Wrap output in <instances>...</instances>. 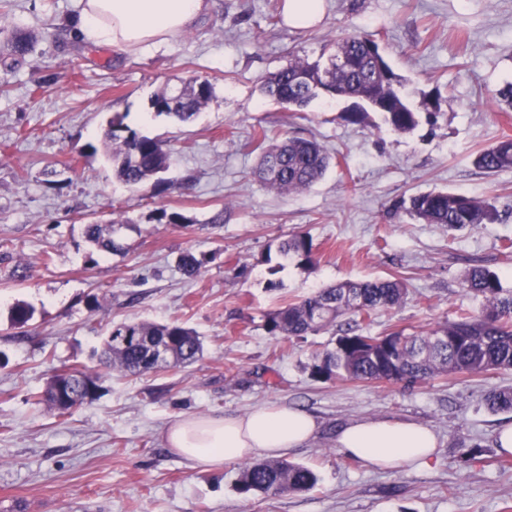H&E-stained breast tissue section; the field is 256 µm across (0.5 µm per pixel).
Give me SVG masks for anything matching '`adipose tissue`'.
I'll return each instance as SVG.
<instances>
[{
    "label": "adipose tissue",
    "instance_id": "obj_1",
    "mask_svg": "<svg viewBox=\"0 0 512 512\" xmlns=\"http://www.w3.org/2000/svg\"><path fill=\"white\" fill-rule=\"evenodd\" d=\"M78 28L86 41L128 48L163 41L193 25L209 0H77ZM315 418L300 409L264 406L247 416H183L169 425L166 448L194 467L219 469L244 457L286 455L315 435ZM347 455L373 467L400 468L427 461L436 432L406 420L351 421L335 434Z\"/></svg>",
    "mask_w": 512,
    "mask_h": 512
}]
</instances>
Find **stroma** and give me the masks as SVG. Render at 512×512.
<instances>
[{"mask_svg":"<svg viewBox=\"0 0 512 512\" xmlns=\"http://www.w3.org/2000/svg\"><path fill=\"white\" fill-rule=\"evenodd\" d=\"M210 11L146 49L91 45L76 33L74 0H0L5 32L30 34L22 60L0 54V512H512V453L496 447L512 412L485 404L512 387V369L438 376L411 387L311 377L332 328L302 339L269 335L268 313L347 280L400 277L406 301L376 312L368 335L421 331L477 310L461 286L481 265L512 288V170L488 175L480 150L512 136L494 93L512 81V0H324L320 24L288 27L284 0H211ZM353 32L380 34L412 104L438 97L435 124L387 131L351 102L313 100L291 112L263 79ZM195 77L213 94L192 122L155 116L151 98ZM121 116L158 137L173 163L159 194L118 181L101 134ZM317 140L336 164L313 187L280 193L253 176L262 139ZM433 189L495 198L501 219L451 232L389 216L391 203ZM185 216L160 220V210ZM222 223H213L215 214ZM114 226L125 245L96 254L87 224ZM308 235L313 264L270 273L267 247ZM206 256L197 279L180 255ZM33 311L25 337L11 308ZM176 321L205 341L201 361L137 378L104 376L98 399L69 413L34 404L58 369L95 367L112 325ZM310 413L314 438L289 451L317 485L281 496L238 492L239 465L193 468L165 447L184 415H243L260 406ZM409 420L433 428L425 464L381 469L337 448V426ZM477 447L466 464L462 447Z\"/></svg>","mask_w":512,"mask_h":512,"instance_id":"obj_1","label":"stroma"}]
</instances>
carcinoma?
Wrapping results in <instances>:
<instances>
[{
  "instance_id": "1",
  "label": "carcinoma",
  "mask_w": 512,
  "mask_h": 512,
  "mask_svg": "<svg viewBox=\"0 0 512 512\" xmlns=\"http://www.w3.org/2000/svg\"><path fill=\"white\" fill-rule=\"evenodd\" d=\"M5 44L10 55L23 58L32 51L29 37L14 34ZM329 66L321 68L300 56L264 81L266 95L297 112L322 95L326 86L339 98L359 99L367 108L346 113L352 124H361L367 110L378 112L388 130L413 131L421 112L398 89L400 80L380 52L375 39L354 34L335 40ZM213 93L212 84L192 79L174 94L164 89L151 99L155 114L187 121L197 114ZM501 112H512V83L494 94ZM103 147L112 160L116 177L132 189H140L151 179L162 182L158 174L169 169L171 152L161 141L140 135L113 117L102 136ZM333 163L324 148L314 140L285 136L262 150L258 176L262 185L280 193L311 188ZM473 164L487 173L512 169V138L504 136L479 151ZM403 211L424 224H442L461 230L480 224H492L499 211L492 198L476 199L461 193L431 190L403 197L388 214ZM86 235L96 250L111 253L123 249L99 224L86 225ZM276 252L283 260L300 264L314 261L311 239L294 234L281 241ZM180 270L187 279H196L204 259L186 253L180 257ZM463 289L479 299L477 313H460L426 332L407 333L403 329L385 335L368 336L357 332L360 324L347 327L335 345L315 355L312 377L318 380L390 381L407 386L441 375H479L492 370L512 368V289L502 287L499 276L474 265L464 274ZM406 288L398 278L374 281H345L269 314L265 329L272 336L303 338L336 325L339 318L357 314L364 321L381 309L400 306ZM33 311L17 303L11 322L23 329ZM203 353L199 335L178 322L120 323L111 327L104 343V358L96 369L67 370L52 377L47 389L33 394L34 403L46 402L60 412H68L99 397L104 371L136 376L162 367L196 362ZM495 411H512V389L491 390L486 398ZM316 474L308 467L287 460H266L240 467L237 489L244 495H279L303 492L314 487Z\"/></svg>"
}]
</instances>
